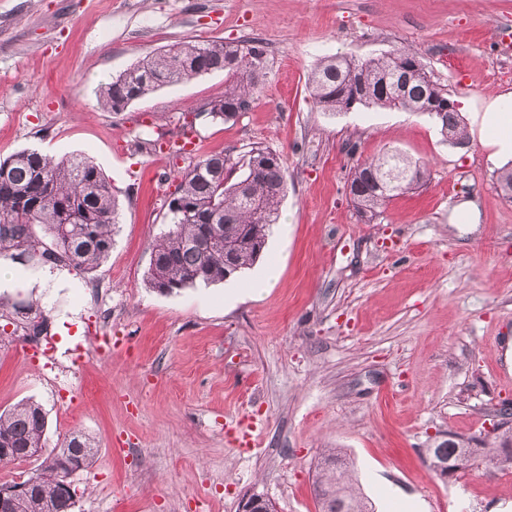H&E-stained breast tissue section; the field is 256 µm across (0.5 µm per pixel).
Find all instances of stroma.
Listing matches in <instances>:
<instances>
[{"label": "stroma", "instance_id": "1", "mask_svg": "<svg viewBox=\"0 0 512 512\" xmlns=\"http://www.w3.org/2000/svg\"><path fill=\"white\" fill-rule=\"evenodd\" d=\"M261 39L267 77L249 112L201 117V152L280 155L288 193L263 256L234 279L162 294L144 274L165 228L167 177L187 159L136 151L175 137L224 73L165 86L115 113L96 91L162 47ZM412 51L458 105L468 139L399 110L315 109L322 58ZM512 94V0H0V160L30 148L91 157L121 208L108 259L58 288L1 294L0 411L48 417L46 449L74 430L96 448L72 478L74 512H236L256 492L319 512L323 453L340 448L375 512H512V470L443 479L424 450L486 438L512 401V201L473 114ZM428 166L373 223L345 192L388 148ZM259 296L250 281L267 268ZM33 306L45 357L12 316ZM111 353H102L103 337Z\"/></svg>", "mask_w": 512, "mask_h": 512}]
</instances>
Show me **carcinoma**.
Masks as SVG:
<instances>
[{
    "label": "carcinoma",
    "mask_w": 512,
    "mask_h": 512,
    "mask_svg": "<svg viewBox=\"0 0 512 512\" xmlns=\"http://www.w3.org/2000/svg\"><path fill=\"white\" fill-rule=\"evenodd\" d=\"M227 74L224 96L205 104L214 120H236L262 95L266 50L257 40L224 42L184 40L138 61L99 89L100 104L113 112L156 89L199 75ZM313 105L323 112H347L363 89L372 91L366 108L395 109L435 120L443 140L466 142L462 119L453 100L433 81L415 54L405 49L364 60L336 55L323 58L308 76ZM426 168L396 150L357 164L346 185L362 220L370 223L391 199L416 189ZM175 191L166 196V230L152 242L146 272L149 287L165 294L227 281L257 262L277 222L278 205L288 190V170L280 156L261 147L246 154H200L177 172ZM496 184L512 199V165L497 170ZM119 224L112 186L93 160L82 155L56 157L36 149L20 150L0 160V258L24 268L48 261L78 273L104 263ZM489 463L512 468V411ZM46 412L27 401L0 413V464L27 461L44 448ZM70 442L84 449L80 466L95 457L90 439L73 432ZM67 459L53 451L32 474L35 482L20 500L21 512H73V498L60 491ZM353 466L338 448L318 464L315 496L320 512H373L355 487Z\"/></svg>",
    "instance_id": "cac0c4a2"
}]
</instances>
